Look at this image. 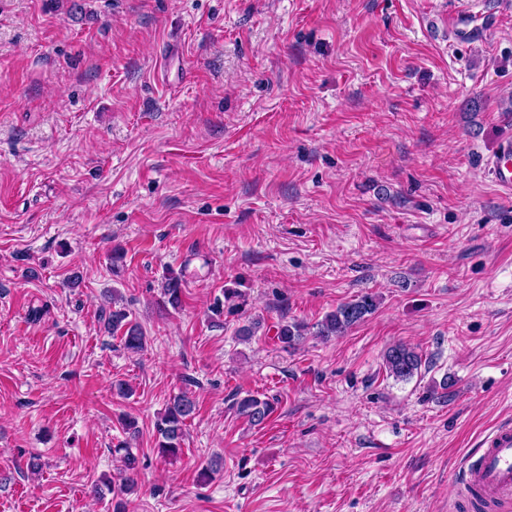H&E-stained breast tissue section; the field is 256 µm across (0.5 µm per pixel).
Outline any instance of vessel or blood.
Returning a JSON list of instances; mask_svg holds the SVG:
<instances>
[{
    "label": "vessel or blood",
    "instance_id": "obj_1",
    "mask_svg": "<svg viewBox=\"0 0 512 512\" xmlns=\"http://www.w3.org/2000/svg\"><path fill=\"white\" fill-rule=\"evenodd\" d=\"M499 188L512 191V140L501 141L488 162ZM461 496L474 495L489 503L512 504V423L496 425L482 439L477 457L464 471Z\"/></svg>",
    "mask_w": 512,
    "mask_h": 512
}]
</instances>
